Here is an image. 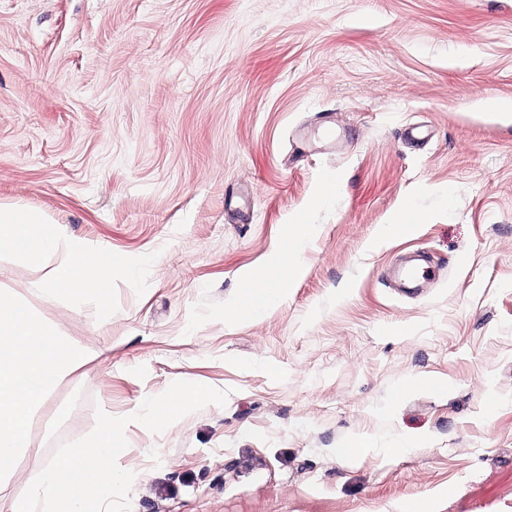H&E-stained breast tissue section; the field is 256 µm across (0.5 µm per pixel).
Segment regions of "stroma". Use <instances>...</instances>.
Listing matches in <instances>:
<instances>
[{
  "label": "stroma",
  "mask_w": 512,
  "mask_h": 512,
  "mask_svg": "<svg viewBox=\"0 0 512 512\" xmlns=\"http://www.w3.org/2000/svg\"><path fill=\"white\" fill-rule=\"evenodd\" d=\"M502 98L512 0H0V203L137 265L68 302L0 254V285L89 355L0 512L96 409L179 380L227 402L127 426L131 512H512V122L483 107ZM408 207L414 233L380 241ZM281 266L283 300L238 317ZM414 378L437 386L393 400ZM244 293L236 304L239 317L257 318L270 310L291 288L288 273L273 270L260 280H253L244 286Z\"/></svg>",
  "instance_id": "35a3bbf8"
}]
</instances>
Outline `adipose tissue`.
Here are the masks:
<instances>
[{
	"instance_id": "obj_1",
	"label": "adipose tissue",
	"mask_w": 512,
	"mask_h": 512,
	"mask_svg": "<svg viewBox=\"0 0 512 512\" xmlns=\"http://www.w3.org/2000/svg\"><path fill=\"white\" fill-rule=\"evenodd\" d=\"M9 252L46 274L40 294L95 297L118 271L111 257L65 237L40 211L0 205V252ZM291 286L288 274L273 270L246 284L236 304L239 317L270 310ZM88 353L59 336L39 309L12 290L0 289V477L15 472L30 451L33 417L66 377L87 362Z\"/></svg>"
}]
</instances>
